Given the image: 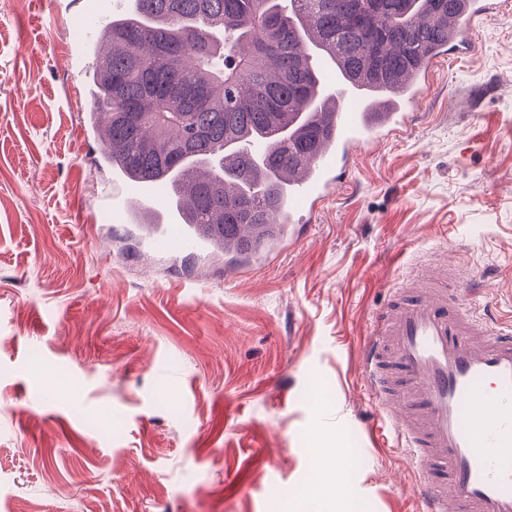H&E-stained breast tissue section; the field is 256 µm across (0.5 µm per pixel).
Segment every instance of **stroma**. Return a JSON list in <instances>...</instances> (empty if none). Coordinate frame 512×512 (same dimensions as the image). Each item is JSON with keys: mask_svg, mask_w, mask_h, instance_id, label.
Returning <instances> with one entry per match:
<instances>
[{"mask_svg": "<svg viewBox=\"0 0 512 512\" xmlns=\"http://www.w3.org/2000/svg\"><path fill=\"white\" fill-rule=\"evenodd\" d=\"M93 2L0 10V512H295L352 454L362 512H411L361 358L431 256L512 317V0L438 61L411 130L357 154L308 236L239 274L148 255L115 223L127 188L87 122Z\"/></svg>", "mask_w": 512, "mask_h": 512, "instance_id": "35a3bbf8", "label": "stroma"}]
</instances>
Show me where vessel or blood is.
Returning a JSON list of instances; mask_svg holds the SVG:
<instances>
[{"label": "vessel or blood", "instance_id": "b4317fda", "mask_svg": "<svg viewBox=\"0 0 512 512\" xmlns=\"http://www.w3.org/2000/svg\"><path fill=\"white\" fill-rule=\"evenodd\" d=\"M492 9V0H461L448 26V52H468L471 26ZM429 77L419 73L398 99L338 94L320 118L322 148L304 174L287 177L289 241L313 223L363 147L411 126ZM127 188L119 216L147 207L164 212L166 183ZM142 232L152 255L198 254L218 240L215 227L199 224H147ZM362 364L368 396L416 475L417 512H512L511 323L476 310L458 277L404 286L374 315Z\"/></svg>", "mask_w": 512, "mask_h": 512}]
</instances>
